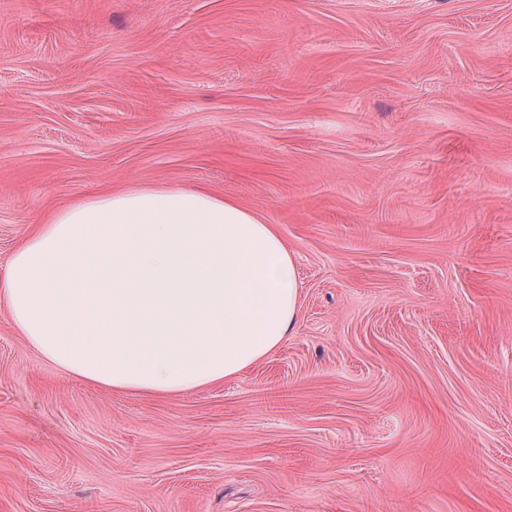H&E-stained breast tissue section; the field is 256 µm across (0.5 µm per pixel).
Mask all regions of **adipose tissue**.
Returning a JSON list of instances; mask_svg holds the SVG:
<instances>
[{"mask_svg": "<svg viewBox=\"0 0 512 512\" xmlns=\"http://www.w3.org/2000/svg\"><path fill=\"white\" fill-rule=\"evenodd\" d=\"M0 306L65 372L173 396L278 348L300 288L276 225L207 190L134 185L50 211L8 259Z\"/></svg>", "mask_w": 512, "mask_h": 512, "instance_id": "adipose-tissue-1", "label": "adipose tissue"}]
</instances>
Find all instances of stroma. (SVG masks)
I'll return each instance as SVG.
<instances>
[{
    "label": "stroma",
    "mask_w": 512,
    "mask_h": 512,
    "mask_svg": "<svg viewBox=\"0 0 512 512\" xmlns=\"http://www.w3.org/2000/svg\"><path fill=\"white\" fill-rule=\"evenodd\" d=\"M132 184L277 225L296 328L157 397L0 307V512H512V0H0V268Z\"/></svg>",
    "instance_id": "1"
}]
</instances>
